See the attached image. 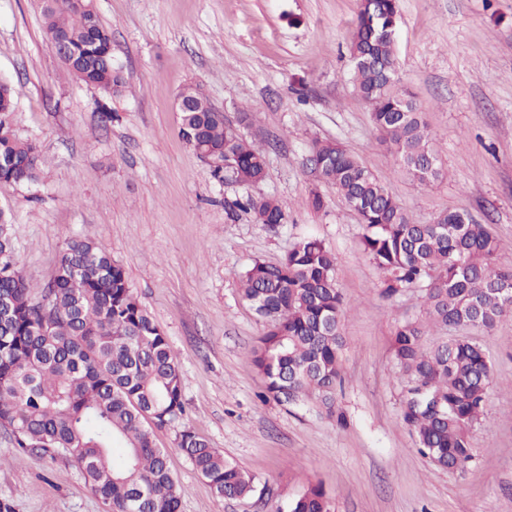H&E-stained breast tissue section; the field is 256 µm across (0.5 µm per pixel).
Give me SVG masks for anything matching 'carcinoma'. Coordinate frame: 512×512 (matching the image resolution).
<instances>
[{
	"label": "carcinoma",
	"mask_w": 512,
	"mask_h": 512,
	"mask_svg": "<svg viewBox=\"0 0 512 512\" xmlns=\"http://www.w3.org/2000/svg\"><path fill=\"white\" fill-rule=\"evenodd\" d=\"M41 8L46 35H65L80 59L62 63L66 73L108 95L121 92L125 81L112 36L92 0H41ZM396 13V0H360L351 39L353 82L380 141L394 147L409 177L428 183L441 169L412 93L397 77L387 29ZM16 95L0 78V183L26 185L38 180L41 154L34 140L15 132ZM178 97L192 103L180 113L183 136L209 154L216 182L249 188L264 180L263 151L228 128L198 86H185ZM311 154L321 162L322 179L357 213L363 251L383 277L382 294L424 290L425 319L400 324L391 345L405 378L401 416L435 465L463 470L472 458L471 431L485 418L491 359L473 336L431 349L423 337L432 329L489 333L512 318V269L494 265L499 241L465 212L447 213L444 224L415 222L386 184L337 143L316 140ZM231 208L271 228L286 220L270 196L248 194ZM241 294L265 324L252 350L264 398L285 406L309 403L346 426L336 405L344 314L336 255L321 240L304 239L276 264L254 262ZM184 410L175 353L123 266L96 242L73 240L52 282L38 290L16 266L12 222L0 209V425L11 430L15 447L76 462L111 512H179L180 489L144 421L171 425ZM178 446L217 496L254 493V476L193 429L179 432ZM287 512H332V505L321 486L310 485Z\"/></svg>",
	"instance_id": "1"
}]
</instances>
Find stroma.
Masks as SVG:
<instances>
[{"label":"stroma","instance_id":"obj_1","mask_svg":"<svg viewBox=\"0 0 512 512\" xmlns=\"http://www.w3.org/2000/svg\"><path fill=\"white\" fill-rule=\"evenodd\" d=\"M359 0H95L126 87L116 96L64 74L39 0H0V76L17 89L20 137L41 152L40 178L0 185L14 258L37 287L67 244L89 238L120 263L168 336L186 411L155 428L181 490L180 512H284L311 484L333 512H512V318L478 333L495 383L471 433L465 471L435 466L401 418L405 382L390 345L422 317L423 291L382 294L362 252L357 215L308 163L313 140L341 144L387 183L420 223L448 211L490 225L512 268V0H398L397 71L439 158L421 185L379 141L353 85L350 44ZM197 84L266 155L253 195L282 205L277 229L228 219L239 187L212 180L182 136L176 97ZM116 113L103 122L101 107ZM325 206L314 211L311 191ZM306 237L337 257L345 313L346 426L311 406L263 399L252 350L262 320L240 293L256 261L275 263ZM188 426L255 478L247 499L217 496L177 445ZM13 512H109L74 461L17 452L0 427V500Z\"/></svg>","mask_w":512,"mask_h":512}]
</instances>
